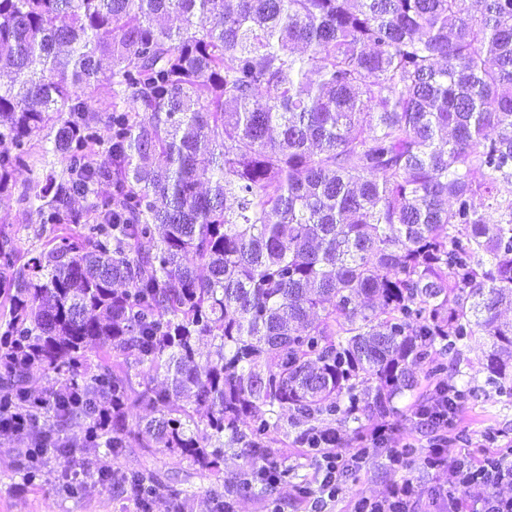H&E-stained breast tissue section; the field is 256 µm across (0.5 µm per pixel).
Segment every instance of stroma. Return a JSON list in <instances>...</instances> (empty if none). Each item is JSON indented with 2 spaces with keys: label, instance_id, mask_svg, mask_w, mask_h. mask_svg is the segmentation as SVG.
<instances>
[{
  "label": "stroma",
  "instance_id": "35a3bbf8",
  "mask_svg": "<svg viewBox=\"0 0 512 512\" xmlns=\"http://www.w3.org/2000/svg\"><path fill=\"white\" fill-rule=\"evenodd\" d=\"M43 169L31 171L22 169L15 175L14 191L0 194V243H8L16 250L19 262H26L35 253L43 250L53 236V229L39 224L35 211L18 200L17 187L29 180L42 177ZM483 353L480 347L464 349L461 363L443 373V380L457 386L478 387L477 397L468 398L463 418L448 450L450 455L464 452L480 454L486 442L487 431L499 434L498 446H512V397L498 394L494 388L486 386L482 371ZM414 398L405 397L399 402L405 415L390 435L391 447L400 448L407 442H415L416 448L408 467L390 464L386 458L376 457L361 471L349 474L344 479V495L337 502L335 512H349L352 503L359 496H373L387 484L399 480L402 476L412 477L421 487L427 488L446 483V471L427 469L423 463L422 447L425 436L414 433V419L411 415ZM297 427L284 424L280 441L275 450L286 465L295 469L286 484L279 490L284 501L283 512H302L301 507L292 502L294 485L311 481L315 465L311 459L302 457L295 443ZM66 438L76 444L72 453L52 456L41 478L30 480L21 469L23 448L30 442L24 436L0 437V512H136L129 489H115L109 485L88 482L78 493H70L59 480L61 474L69 473L81 467L83 461H90L93 469L109 472L114 467L126 471L151 470L174 478L177 489L188 491L191 495V512H215L216 502L210 493V481L207 477L188 467L174 464L170 457L146 454L142 449H127L120 460H113L106 449L87 452L85 433L81 426H71L65 433Z\"/></svg>",
  "mask_w": 512,
  "mask_h": 512
}]
</instances>
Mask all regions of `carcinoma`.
Returning <instances> with one entry per match:
<instances>
[{
    "instance_id": "obj_1",
    "label": "carcinoma",
    "mask_w": 512,
    "mask_h": 512,
    "mask_svg": "<svg viewBox=\"0 0 512 512\" xmlns=\"http://www.w3.org/2000/svg\"><path fill=\"white\" fill-rule=\"evenodd\" d=\"M0 70V193L66 160L19 194L58 234L0 335V401L40 433L28 478L54 419L116 460L218 477L232 454L226 497H263L283 412L309 452L350 448L473 343L512 396V0H0ZM112 480L187 508L157 474ZM55 386L53 375H49L41 369L34 368L27 379L26 387L32 396L43 397L48 395Z\"/></svg>"
}]
</instances>
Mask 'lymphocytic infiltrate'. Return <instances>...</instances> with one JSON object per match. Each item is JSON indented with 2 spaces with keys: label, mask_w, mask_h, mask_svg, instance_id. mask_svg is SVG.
<instances>
[{
  "label": "lymphocytic infiltrate",
  "mask_w": 512,
  "mask_h": 512,
  "mask_svg": "<svg viewBox=\"0 0 512 512\" xmlns=\"http://www.w3.org/2000/svg\"><path fill=\"white\" fill-rule=\"evenodd\" d=\"M463 409V402H449L448 387L441 384L425 405L415 411L417 429L430 435L424 448V462L431 469H447V484L425 490L406 477L388 485L379 496L359 497L353 512H512V495L500 491L501 486L512 485V463L490 453L477 458L468 453L455 457L448 453V434L459 425ZM389 432V426L379 425L346 454L322 453L313 483L295 489L296 497L306 503L308 512H330L343 497V475L363 468L374 456L381 454L390 463H404L406 451L389 447ZM452 484L478 488L479 494L474 498L451 496L448 487Z\"/></svg>",
  "instance_id": "1"
}]
</instances>
